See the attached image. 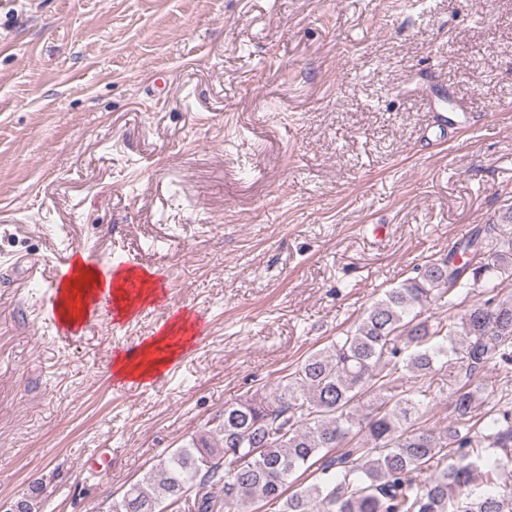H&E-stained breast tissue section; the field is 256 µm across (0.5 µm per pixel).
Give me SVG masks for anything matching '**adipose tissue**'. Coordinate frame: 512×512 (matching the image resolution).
<instances>
[{"label": "adipose tissue", "instance_id": "1", "mask_svg": "<svg viewBox=\"0 0 512 512\" xmlns=\"http://www.w3.org/2000/svg\"><path fill=\"white\" fill-rule=\"evenodd\" d=\"M102 292L112 294L115 318L119 321L134 315L139 305L160 298L152 274H136L116 267L103 273L77 255L70 276L58 289L56 311L60 322L69 328L81 325ZM187 324L186 316H177L134 351L117 355L112 364L114 375L143 386L149 384L185 349L189 342Z\"/></svg>", "mask_w": 512, "mask_h": 512}]
</instances>
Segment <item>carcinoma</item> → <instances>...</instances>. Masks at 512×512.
I'll use <instances>...</instances> for the list:
<instances>
[{"label": "carcinoma", "instance_id": "carcinoma-1", "mask_svg": "<svg viewBox=\"0 0 512 512\" xmlns=\"http://www.w3.org/2000/svg\"><path fill=\"white\" fill-rule=\"evenodd\" d=\"M497 229L474 226L269 391L224 404L211 428L159 460L105 512H165L189 500L194 512H214L216 487L224 512L259 504L271 512H512V492L499 490L501 470L512 466V390L501 392L492 414L476 413L477 371L512 366V294L501 295L499 282L502 265L512 264V238ZM493 244L497 265L483 262ZM477 288L486 298L452 321L423 316L444 298L456 308ZM453 356L464 366L448 429L413 428L428 387L393 394L391 383L429 379ZM308 472L310 482L302 479Z\"/></svg>", "mask_w": 512, "mask_h": 512}]
</instances>
